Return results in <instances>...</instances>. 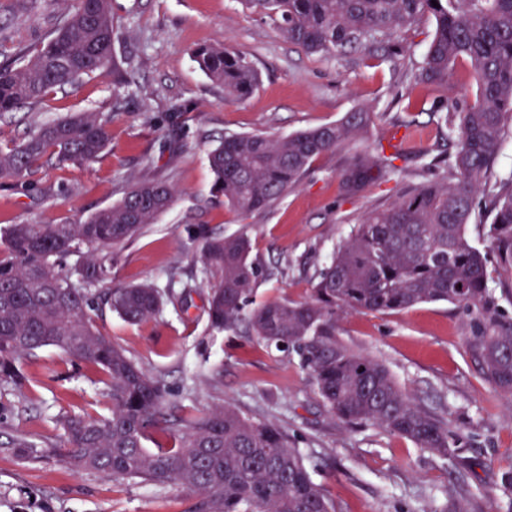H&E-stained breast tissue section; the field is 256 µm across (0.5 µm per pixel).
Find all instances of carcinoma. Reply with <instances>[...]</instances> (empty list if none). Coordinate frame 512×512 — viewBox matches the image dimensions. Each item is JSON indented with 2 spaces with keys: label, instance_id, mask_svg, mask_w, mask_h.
I'll return each instance as SVG.
<instances>
[{
  "label": "carcinoma",
  "instance_id": "1",
  "mask_svg": "<svg viewBox=\"0 0 512 512\" xmlns=\"http://www.w3.org/2000/svg\"><path fill=\"white\" fill-rule=\"evenodd\" d=\"M438 6H433L432 2ZM276 17L288 41L311 53L355 48L410 30L423 16L434 33L412 83L446 85L455 65L476 72V89L463 107L446 109L454 139V181L410 185L382 209L353 225L303 301L251 306L261 271L250 259L247 232L197 234L193 259L202 274L203 312L218 331L246 325L258 341L294 355L327 410L347 425L375 426L417 446L456 458L464 434L423 408L398 385L382 362L336 337L342 313H386L417 304L450 302L471 316L466 345L486 382L512 400V319L489 286L488 258L512 274V173L498 176L501 144L512 127V0H245ZM117 37L110 0H74L65 24L30 59L0 67V115L37 103L84 76L115 69ZM224 95L244 98L259 75L247 57L222 42L193 53ZM367 112L335 124L276 137L231 134L208 154L211 192L239 212L271 207L296 187L321 154L361 138ZM112 120L80 112L40 126L27 138L0 146V186H10L49 164H82L112 143ZM399 154L357 156L341 172V187L355 195L400 172ZM484 196L488 254L466 236ZM174 201L161 178L133 183L117 203L74 224H12L0 236V383L25 385L20 363L47 346L61 349L99 375L111 402L106 415L87 411L57 419L58 462L114 480L179 484L198 496L193 512H335L313 480L295 442L276 423L256 421L230 405L199 413L170 404L162 377L128 357L103 335L94 311L97 287L110 282L112 249L127 244ZM76 256L74 265L68 258ZM79 276L83 287L73 283ZM192 287L177 292L152 283L107 289L111 312L129 323L161 314L168 305L189 310ZM157 430L167 442L145 446ZM12 453L37 455L17 439Z\"/></svg>",
  "mask_w": 512,
  "mask_h": 512
}]
</instances>
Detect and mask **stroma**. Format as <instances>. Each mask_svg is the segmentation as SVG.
Returning a JSON list of instances; mask_svg holds the SVG:
<instances>
[{"mask_svg": "<svg viewBox=\"0 0 512 512\" xmlns=\"http://www.w3.org/2000/svg\"><path fill=\"white\" fill-rule=\"evenodd\" d=\"M117 69L92 74L0 119V143L75 112L112 118V149L81 165H49L31 180L0 187V228L71 224L122 198L130 183L161 176L175 190L171 207L144 233L112 253L116 284L166 287L172 269L190 277L194 233L247 230L263 275L256 301L307 299L336 245L369 210L408 184L445 177L455 145L442 117L476 84L459 64L445 85L415 87L434 23L343 53H310L279 24L243 0H111ZM71 9L69 0H0V64L45 43ZM221 41L244 53L261 81L244 100L228 98L193 59L195 48ZM181 107L178 122L168 119ZM369 113L365 139L318 157L302 181L272 207L241 214L211 193L207 153L224 135L280 136ZM156 118L146 124L145 116ZM397 154L400 174L347 196L338 173L355 156ZM194 299L188 312L165 308L129 324L110 310L97 319L151 373L172 403L206 410L229 404L273 420L300 449L336 512H512V494L492 489L512 469V401L499 396L471 358V318L434 302L389 313H349L336 329L353 350L385 363L402 390L467 436L448 460L383 429L353 428L331 415L297 361L265 347L244 329L216 331ZM23 391L0 385V512H189L193 494L179 485L116 481L55 460L25 461L9 444L23 437L47 449L60 440L58 416L106 412L102 385L82 363L48 346L23 363Z\"/></svg>", "mask_w": 512, "mask_h": 512, "instance_id": "stroma-1", "label": "stroma"}]
</instances>
